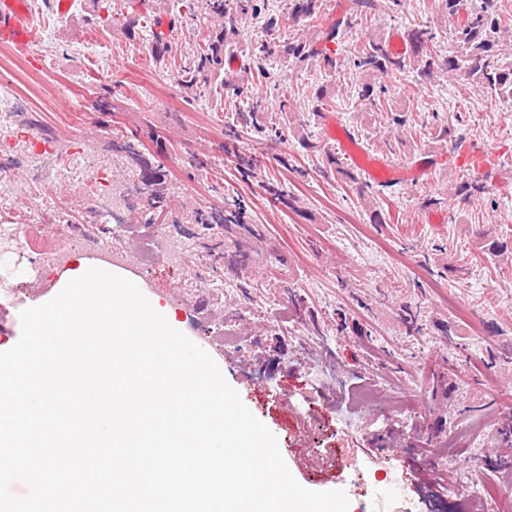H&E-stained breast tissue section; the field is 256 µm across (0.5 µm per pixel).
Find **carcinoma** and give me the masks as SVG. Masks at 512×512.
<instances>
[{"mask_svg": "<svg viewBox=\"0 0 512 512\" xmlns=\"http://www.w3.org/2000/svg\"><path fill=\"white\" fill-rule=\"evenodd\" d=\"M265 0H183L190 14L204 10L209 17V26L197 54L185 69L183 86L191 97H201L224 80V58L234 51L250 56L256 69L263 73L265 66L275 62L282 66L315 65L330 75H339L345 68L340 58L331 50L319 47L317 36H301L288 41L274 38L240 39V25L247 19L260 18L269 34L278 32L284 19L318 18L323 12V0H288L287 13L264 11ZM462 0H437L436 9L441 17L452 25V36L456 51L441 55L435 50L436 33L429 26L418 27L409 32L411 48L403 55L391 52L388 41L373 35L365 40L352 57V68L364 77L358 87L353 109L359 112H388L389 121L397 128H404L408 115L393 107L389 84L414 73L421 81H432L445 73L455 74L465 80L501 96L512 98V67L501 64L508 34H512V14L501 0H473L465 17H460ZM377 9L376 0H354L350 12L336 21L326 32L325 40L334 42L344 32L371 20ZM245 123L253 126L264 137L273 140L282 137L281 128L268 119L257 103L243 116ZM141 144L117 132L106 142L105 151L111 158L125 159L139 166L138 179L133 182L132 193L142 202L144 212L154 217L172 214L171 191L165 174L153 166L140 151ZM330 172L344 177L362 200L373 201L374 187L360 181L345 170L336 155L328 156ZM487 181L467 179L460 181L452 194L453 200L466 204L473 198L487 193ZM240 205L229 206L220 211L196 210L190 219L195 224H240ZM477 248L484 253L502 257L508 254V246L492 238L487 231L476 233Z\"/></svg>", "mask_w": 512, "mask_h": 512, "instance_id": "carcinoma-1", "label": "carcinoma"}]
</instances>
